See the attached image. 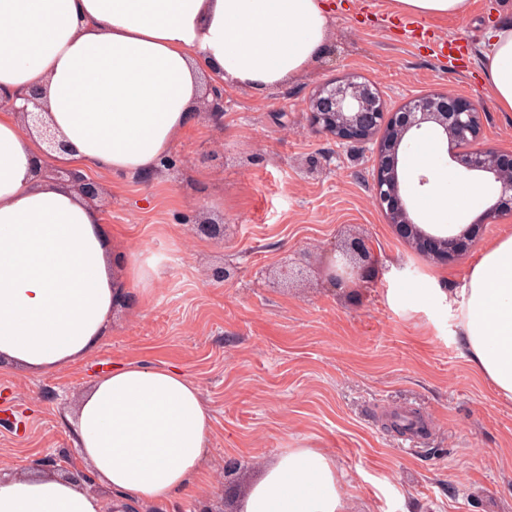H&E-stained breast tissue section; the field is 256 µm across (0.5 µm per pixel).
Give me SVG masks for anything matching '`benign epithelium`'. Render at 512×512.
Listing matches in <instances>:
<instances>
[{"label": "benign epithelium", "mask_w": 512, "mask_h": 512, "mask_svg": "<svg viewBox=\"0 0 512 512\" xmlns=\"http://www.w3.org/2000/svg\"><path fill=\"white\" fill-rule=\"evenodd\" d=\"M210 92L211 99L204 101V109L217 116L224 111V87L215 84ZM40 96L41 92L31 91L27 101L33 104V110L24 107L20 114L25 129H37L48 144L45 157L50 160L52 153L65 150L66 144L43 124ZM425 123L435 124L454 145L452 158L460 167L488 174L499 185V194L484 212L481 223L512 219V151L482 142V114L469 98L441 93L422 95L390 112L372 85L348 78L321 85L309 100V125L314 132L334 141L375 144L377 166L372 175V197L376 204L388 223L417 252L448 262L473 242V233L464 232L456 237L426 233L412 217L400 193L399 153L410 147L409 132ZM69 179L84 196L98 195V186L77 171H70ZM369 257L370 248L365 241L349 243L329 267V278L341 286L364 277L363 262Z\"/></svg>", "instance_id": "benign-epithelium-1"}]
</instances>
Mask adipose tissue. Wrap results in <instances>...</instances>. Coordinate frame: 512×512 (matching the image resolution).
<instances>
[{
  "label": "adipose tissue",
  "instance_id": "obj_1",
  "mask_svg": "<svg viewBox=\"0 0 512 512\" xmlns=\"http://www.w3.org/2000/svg\"><path fill=\"white\" fill-rule=\"evenodd\" d=\"M469 0H390L391 13L466 17ZM328 0H0V364L48 374L93 353L133 264L115 275L100 207L41 176L43 144L18 112L31 90L65 141L57 164L149 174L190 129L205 76L279 86L323 52ZM481 77L512 112V19L483 41ZM463 350L512 399V235L485 248L457 308ZM99 492L44 469L0 479V512H115L201 484L212 413L173 366L130 361L95 379L65 414ZM241 512H347L335 460L291 448Z\"/></svg>",
  "mask_w": 512,
  "mask_h": 512
}]
</instances>
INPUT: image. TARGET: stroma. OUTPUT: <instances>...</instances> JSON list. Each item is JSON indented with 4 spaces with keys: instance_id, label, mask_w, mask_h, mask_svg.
<instances>
[{
    "instance_id": "stroma-1",
    "label": "stroma",
    "mask_w": 512,
    "mask_h": 512,
    "mask_svg": "<svg viewBox=\"0 0 512 512\" xmlns=\"http://www.w3.org/2000/svg\"><path fill=\"white\" fill-rule=\"evenodd\" d=\"M501 3L472 0L468 18L411 35L388 0H345L322 57L269 91L225 85L223 113L198 112L167 153L171 167L91 172L114 253L153 275L126 288L90 357L51 374L0 369V467L54 458L88 482L61 416L97 376L139 360L190 376L213 420L207 485L134 512H239L290 448L335 459L349 512H512V400L462 351L448 305L484 247L512 233L510 220L482 221L495 184L453 162L433 125L412 131L399 172L418 222L430 223L437 185H419L417 157L484 191L452 218L477 224L473 246L448 263L424 257L371 200L372 145L314 133L307 108L320 85L347 77L372 84L391 110L461 95L483 114L484 143L512 150V112L479 89ZM199 219L226 225L225 239L193 234ZM357 238L370 244L368 276L332 286L330 256ZM224 266L234 275L214 278ZM288 267L302 279L286 283Z\"/></svg>"
}]
</instances>
